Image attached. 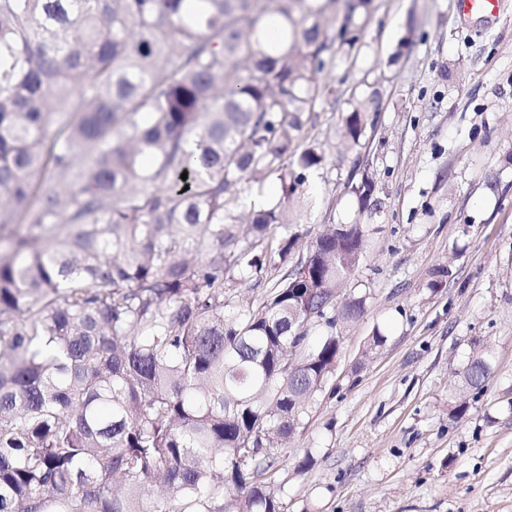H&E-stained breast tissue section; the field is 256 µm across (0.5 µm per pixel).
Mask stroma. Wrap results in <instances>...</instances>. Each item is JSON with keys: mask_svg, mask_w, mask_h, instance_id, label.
Listing matches in <instances>:
<instances>
[{"mask_svg": "<svg viewBox=\"0 0 512 512\" xmlns=\"http://www.w3.org/2000/svg\"><path fill=\"white\" fill-rule=\"evenodd\" d=\"M373 80L377 124L352 149L342 121ZM330 89L303 129L326 164L290 203L295 229L306 245L352 222L345 185L365 169L384 209L339 295L368 293L365 312L337 323L336 371L282 452L286 510L512 512V0L487 23L455 0H374ZM479 351L492 374L466 398Z\"/></svg>", "mask_w": 512, "mask_h": 512, "instance_id": "obj_1", "label": "stroma"}]
</instances>
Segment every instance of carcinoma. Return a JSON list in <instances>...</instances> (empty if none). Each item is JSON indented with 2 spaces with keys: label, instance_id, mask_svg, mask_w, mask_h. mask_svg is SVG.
<instances>
[{
  "label": "carcinoma",
  "instance_id": "carcinoma-1",
  "mask_svg": "<svg viewBox=\"0 0 512 512\" xmlns=\"http://www.w3.org/2000/svg\"><path fill=\"white\" fill-rule=\"evenodd\" d=\"M372 4L343 0L340 46ZM328 12L336 0H0V512H285L269 449L304 428L336 324L366 303L336 310L365 225L325 224L300 254L288 218L325 161L301 137L335 68ZM351 106L355 148L377 95ZM346 188L382 212L373 173ZM243 280L266 295L235 309ZM491 372L472 357L464 388Z\"/></svg>",
  "mask_w": 512,
  "mask_h": 512
}]
</instances>
